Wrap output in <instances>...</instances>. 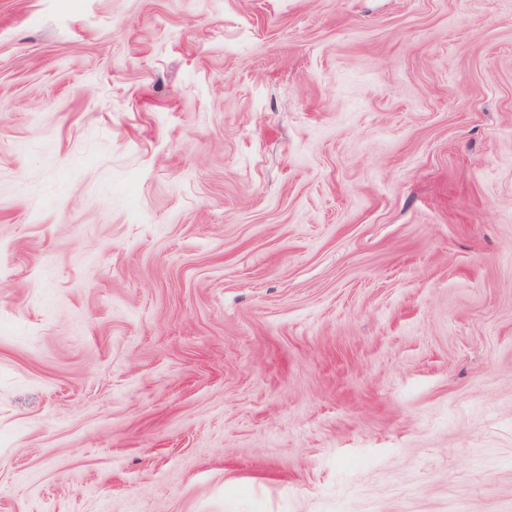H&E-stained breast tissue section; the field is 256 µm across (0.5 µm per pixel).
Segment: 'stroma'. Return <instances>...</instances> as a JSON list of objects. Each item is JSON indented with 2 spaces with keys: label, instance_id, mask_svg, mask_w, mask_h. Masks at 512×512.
I'll return each instance as SVG.
<instances>
[{
  "label": "stroma",
  "instance_id": "obj_1",
  "mask_svg": "<svg viewBox=\"0 0 512 512\" xmlns=\"http://www.w3.org/2000/svg\"><path fill=\"white\" fill-rule=\"evenodd\" d=\"M0 512H512V0H0Z\"/></svg>",
  "mask_w": 512,
  "mask_h": 512
}]
</instances>
